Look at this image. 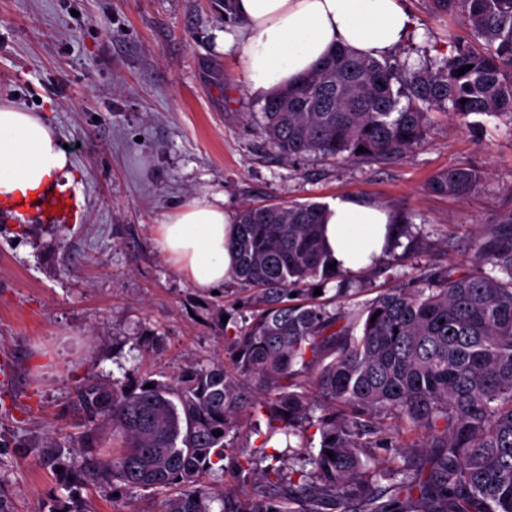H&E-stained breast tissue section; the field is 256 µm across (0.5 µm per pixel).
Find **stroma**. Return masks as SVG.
Instances as JSON below:
<instances>
[{
  "label": "stroma",
  "mask_w": 512,
  "mask_h": 512,
  "mask_svg": "<svg viewBox=\"0 0 512 512\" xmlns=\"http://www.w3.org/2000/svg\"><path fill=\"white\" fill-rule=\"evenodd\" d=\"M412 24L394 52L409 68L446 57L449 34L469 38L431 0H402ZM239 21L214 0H0V101L39 114L69 146L82 206L70 224L0 222V491L14 512H51L71 494L36 465L45 442L84 430L74 398L95 376L108 383L173 376L224 355L216 318L250 314L238 286L193 287L163 256L157 228L196 196L248 204L344 196L411 216V254L360 274L363 305L421 269L471 265L474 227L512 208V121L430 111L423 142L379 162L280 155L264 133L262 95L246 86ZM449 168L484 177L462 197L428 182ZM160 346L143 351L141 334ZM89 512H158L148 490L113 494L91 481Z\"/></svg>",
  "instance_id": "obj_1"
}]
</instances>
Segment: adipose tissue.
I'll use <instances>...</instances> for the list:
<instances>
[{
	"label": "adipose tissue",
	"instance_id": "adipose-tissue-1",
	"mask_svg": "<svg viewBox=\"0 0 512 512\" xmlns=\"http://www.w3.org/2000/svg\"><path fill=\"white\" fill-rule=\"evenodd\" d=\"M234 13L247 86L267 96L294 85L334 49L381 57L409 28L401 0H234ZM72 179L69 156L42 117L0 103V200ZM399 219L377 203L336 199L322 213L324 245L341 269L359 273L383 255ZM235 232L223 198L200 196L168 216L157 243L191 285L210 289L232 277Z\"/></svg>",
	"mask_w": 512,
	"mask_h": 512
}]
</instances>
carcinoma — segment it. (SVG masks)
Returning a JSON list of instances; mask_svg holds the SVG:
<instances>
[{"label":"carcinoma","mask_w":512,"mask_h":512,"mask_svg":"<svg viewBox=\"0 0 512 512\" xmlns=\"http://www.w3.org/2000/svg\"><path fill=\"white\" fill-rule=\"evenodd\" d=\"M433 2L471 40L408 73L336 49L265 100L272 145L290 158L385 161L423 141L435 107L512 117V0ZM481 178L449 168L429 189L462 195ZM323 209H243L231 248L250 316L224 327V359L139 383L87 379L75 393L87 440L109 431L112 452L77 466L49 443L36 464L75 490L94 475L150 490L160 512H512V209L481 235L476 268L426 269L363 308L347 303L353 279L328 268ZM333 281L331 298L314 295ZM247 411L267 416L261 447L281 434L299 448L256 456ZM405 432L419 440L401 445ZM371 448L393 457L376 462ZM226 472L236 486H221Z\"/></svg>","instance_id":"obj_1"}]
</instances>
